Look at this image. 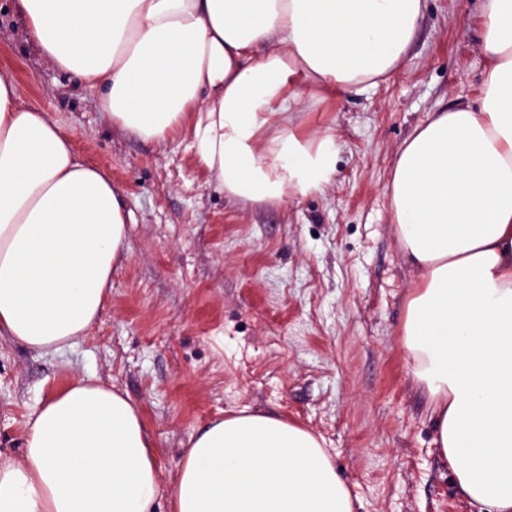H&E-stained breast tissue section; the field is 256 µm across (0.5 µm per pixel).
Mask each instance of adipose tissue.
<instances>
[{
    "label": "adipose tissue",
    "instance_id": "1",
    "mask_svg": "<svg viewBox=\"0 0 512 512\" xmlns=\"http://www.w3.org/2000/svg\"><path fill=\"white\" fill-rule=\"evenodd\" d=\"M425 0H17L58 68L102 90L113 125L161 142L190 129L224 194L278 204L336 171L332 128L303 103L398 71ZM478 106L434 113L396 155L388 195L418 277L402 343L458 494L512 512V0H482ZM128 250L105 171L0 74V337L55 353L89 336ZM139 407L70 381L40 403L20 461L0 463V512H152L161 491ZM170 512H354L321 441L266 414L193 439Z\"/></svg>",
    "mask_w": 512,
    "mask_h": 512
}]
</instances>
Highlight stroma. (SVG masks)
Returning a JSON list of instances; mask_svg holds the SVG:
<instances>
[{
	"instance_id": "stroma-1",
	"label": "stroma",
	"mask_w": 512,
	"mask_h": 512,
	"mask_svg": "<svg viewBox=\"0 0 512 512\" xmlns=\"http://www.w3.org/2000/svg\"><path fill=\"white\" fill-rule=\"evenodd\" d=\"M480 4L425 0L400 71L297 112L305 132L335 129L336 174L324 191L253 205L224 196L187 137L160 144L113 126L98 91L51 63L14 0H0V73L111 176L129 243L90 336L55 355L0 338V459L21 457L42 399L90 378L141 410L163 491L154 512H168L194 436L244 412L322 437L354 512H477L455 491L409 372L400 329L415 273L387 186L417 123L477 105Z\"/></svg>"
}]
</instances>
